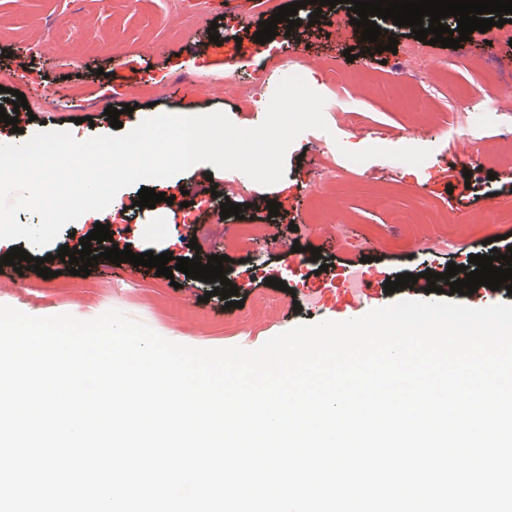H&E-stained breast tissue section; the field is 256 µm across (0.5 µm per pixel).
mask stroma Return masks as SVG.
Instances as JSON below:
<instances>
[{
  "instance_id": "35a3bbf8",
  "label": "stroma",
  "mask_w": 512,
  "mask_h": 512,
  "mask_svg": "<svg viewBox=\"0 0 512 512\" xmlns=\"http://www.w3.org/2000/svg\"><path fill=\"white\" fill-rule=\"evenodd\" d=\"M0 0V74L21 71L18 84L30 106L17 127L0 123V144H17L34 134L65 130L85 139L111 134L105 113L121 112L123 125L139 124L161 114L225 113L242 128L259 125L264 115L247 110L244 92L259 67H266L263 90L273 95L285 73L307 76L325 99L326 130H308L289 149L282 183H232L224 170L198 164L171 177L185 190L186 207L177 221L151 226L150 208H137L138 186L123 188L121 205L110 217L113 229H128L136 249L166 250L187 258L231 259L229 280L244 305L227 307L213 284L156 276L154 269L99 260L90 275H71L56 254L60 246L77 248L95 221L83 216L66 225L48 248H30L26 239L0 240L36 258L50 257L55 275L42 278L27 270L0 277V304L25 314H69L93 319L118 309L162 337L188 346L260 347L299 323L343 321L401 300L416 299L407 288L378 293L351 305L343 287L344 263L360 261L365 278L379 282L404 273L442 270L448 263L474 271L470 255H487L494 237L512 226L494 224L478 232L474 221L486 204L512 209V169L473 166L466 153L486 142L512 149V43L473 38L457 49L432 46L395 30L396 52L367 55L360 30L337 31L327 20L314 24L313 6L298 9L299 27L278 24L270 42H255L261 21L289 0ZM83 20L73 29L74 17ZM217 33L219 43L209 40ZM354 49L346 60L345 49ZM502 80L498 102L473 96L461 100L457 81L468 70L469 84L479 87L485 69ZM109 81H102V74ZM152 92H145V85ZM423 100L426 111L399 107L395 85ZM133 105L125 114L124 105ZM355 173L340 181L330 174L336 163ZM486 178L489 193L477 202L461 198L464 171ZM244 205V222L262 228L246 240L229 234L220 216L221 198ZM277 201L270 215L268 201ZM455 216L446 224H399L396 211L419 212L422 206ZM448 236L455 249L423 252L421 237ZM197 249H190V241ZM303 248L302 261L289 263L286 249ZM320 260H313L312 248ZM268 278L286 288L265 286ZM269 304H259L261 296Z\"/></svg>"
}]
</instances>
